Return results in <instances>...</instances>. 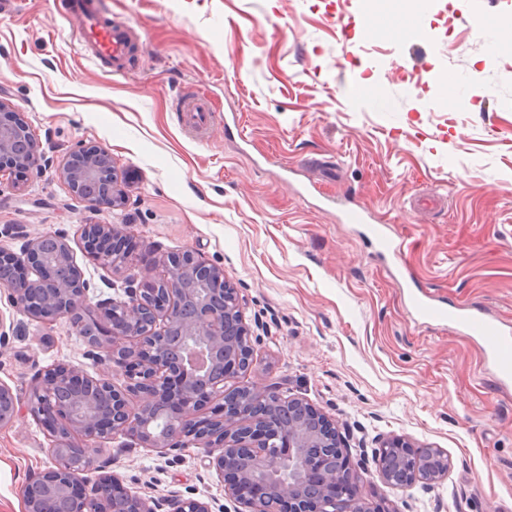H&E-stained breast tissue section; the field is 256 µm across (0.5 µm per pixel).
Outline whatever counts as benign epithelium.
<instances>
[{"instance_id": "obj_1", "label": "benign epithelium", "mask_w": 512, "mask_h": 512, "mask_svg": "<svg viewBox=\"0 0 512 512\" xmlns=\"http://www.w3.org/2000/svg\"><path fill=\"white\" fill-rule=\"evenodd\" d=\"M42 158L39 143L19 121L0 120V171L30 169ZM64 176L77 196L104 197L114 209L127 205L112 158L96 146L70 154ZM85 252L103 266L127 256L116 227L84 225ZM7 274L0 286L23 311L51 322L69 316L100 365L97 376L64 364L45 371L28 392L0 383V427L12 424L20 405L50 431L52 466L32 476L22 490L25 512H157L160 504L123 485L114 472L87 486L84 473L104 469V443L116 435L129 447L208 449L209 465L227 481L225 495L248 512H373L358 491L363 477L352 468L333 423L300 397L284 398L266 387L246 385L239 403L224 401V385L253 355L239 297L224 270L186 250L167 259V275L126 281L123 296L95 305L62 236L27 242L21 253L0 250ZM127 385L117 387L112 372ZM405 440L391 438L374 452L377 475L394 490L421 482L434 485L448 471L420 476L405 469L396 481L391 468L420 455ZM169 512H212L195 498L167 501Z\"/></svg>"}]
</instances>
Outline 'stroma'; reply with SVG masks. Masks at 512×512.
Here are the masks:
<instances>
[{"label":"stroma","mask_w":512,"mask_h":512,"mask_svg":"<svg viewBox=\"0 0 512 512\" xmlns=\"http://www.w3.org/2000/svg\"><path fill=\"white\" fill-rule=\"evenodd\" d=\"M65 8L0 10V101L45 154L26 178L0 175V248L63 235L94 303L121 297L125 279L161 277L168 255L197 253L223 267L252 331V362L226 391L305 398L359 471L387 438L447 454L432 486L364 479L374 512H512V389L479 340L409 313L419 285L512 326V36L497 28L512 0H386L378 36L361 30V0H112L136 33L121 76L83 55ZM180 94L207 96L205 140L179 125ZM83 145L110 154L126 208L70 190L63 167ZM426 193L443 205L415 209ZM349 198L390 224L401 259L341 221ZM86 224L129 236L121 268L87 256ZM0 314L14 327L0 381L26 388L56 364L94 373L69 318L38 319L3 288ZM50 446L28 408L0 428V512H24ZM106 448L142 497L239 508L204 449L162 455L120 436Z\"/></svg>","instance_id":"obj_1"}]
</instances>
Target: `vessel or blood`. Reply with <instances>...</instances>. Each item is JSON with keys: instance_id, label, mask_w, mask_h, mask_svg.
<instances>
[{"instance_id": "1", "label": "vessel or blood", "mask_w": 512, "mask_h": 512, "mask_svg": "<svg viewBox=\"0 0 512 512\" xmlns=\"http://www.w3.org/2000/svg\"><path fill=\"white\" fill-rule=\"evenodd\" d=\"M69 14L80 23V45L86 56L95 61L111 62L114 72H122L133 41L129 28L113 23L106 0H70ZM184 127L196 135H204L210 123V109L205 97H181L176 101ZM346 223L366 225L379 253L400 257L401 247L391 236L387 224H373L367 211L347 208ZM412 316L422 323H449L459 333L479 338L486 363L491 364L499 386H512V328L503 326L485 310L465 305H447L425 292L412 295Z\"/></svg>"}]
</instances>
